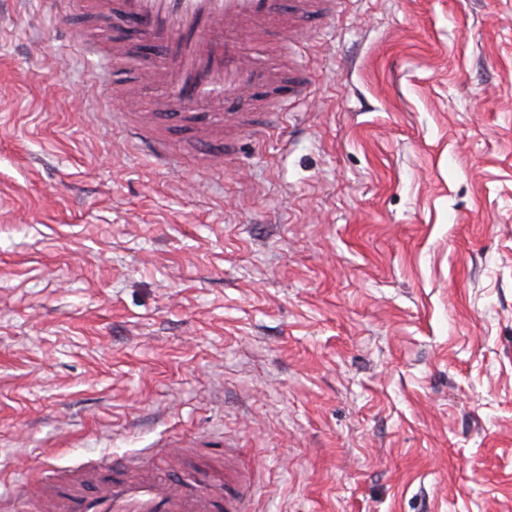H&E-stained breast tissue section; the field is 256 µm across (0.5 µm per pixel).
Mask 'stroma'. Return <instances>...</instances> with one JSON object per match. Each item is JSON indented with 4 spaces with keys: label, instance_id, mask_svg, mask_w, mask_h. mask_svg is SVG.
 <instances>
[{
    "label": "stroma",
    "instance_id": "obj_1",
    "mask_svg": "<svg viewBox=\"0 0 512 512\" xmlns=\"http://www.w3.org/2000/svg\"><path fill=\"white\" fill-rule=\"evenodd\" d=\"M305 104L132 144L145 69L0 0V494L149 448L249 512H512V0L291 19ZM125 128L129 139L138 145L150 147L162 160L169 164L172 163L173 154L168 150L166 143L158 132L151 130L141 122L128 123Z\"/></svg>",
    "mask_w": 512,
    "mask_h": 512
}]
</instances>
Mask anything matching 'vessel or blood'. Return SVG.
<instances>
[{
    "instance_id": "1",
    "label": "vessel or blood",
    "mask_w": 512,
    "mask_h": 512,
    "mask_svg": "<svg viewBox=\"0 0 512 512\" xmlns=\"http://www.w3.org/2000/svg\"><path fill=\"white\" fill-rule=\"evenodd\" d=\"M97 10L103 22L97 43H104L106 24L116 20L129 24L139 42L162 57V64L151 66L149 73L163 90L164 109L210 111L214 122L200 128L202 138L244 131L247 118L225 111L224 105L252 89H271L269 102L276 112L301 99L298 81L275 85V66L259 47L276 19V0H113ZM126 134L172 162L162 136L147 125L127 124ZM118 467V472L98 475L99 490L93 496L75 474L29 478L16 495L49 496L55 512H242L251 500L244 476L225 484L219 496L204 470L187 481L165 483L135 474V462L122 461Z\"/></svg>"
}]
</instances>
